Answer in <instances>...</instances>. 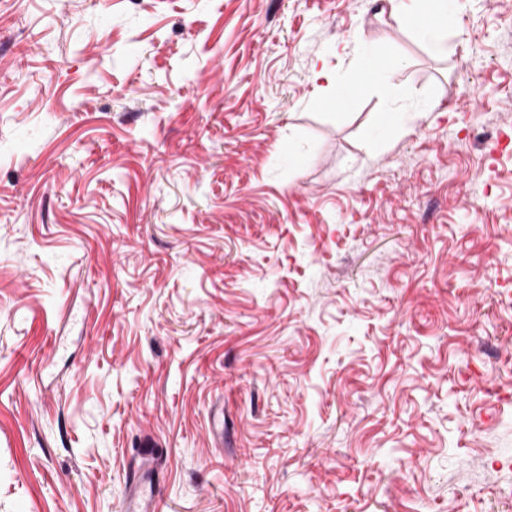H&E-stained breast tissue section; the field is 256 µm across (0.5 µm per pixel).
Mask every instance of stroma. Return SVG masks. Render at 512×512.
<instances>
[{"label": "stroma", "instance_id": "stroma-1", "mask_svg": "<svg viewBox=\"0 0 512 512\" xmlns=\"http://www.w3.org/2000/svg\"><path fill=\"white\" fill-rule=\"evenodd\" d=\"M459 2L443 55L378 0H0V512H122L147 437L162 512H512V0Z\"/></svg>", "mask_w": 512, "mask_h": 512}]
</instances>
